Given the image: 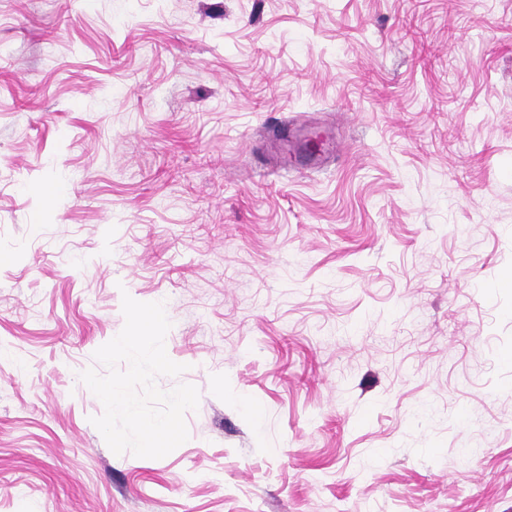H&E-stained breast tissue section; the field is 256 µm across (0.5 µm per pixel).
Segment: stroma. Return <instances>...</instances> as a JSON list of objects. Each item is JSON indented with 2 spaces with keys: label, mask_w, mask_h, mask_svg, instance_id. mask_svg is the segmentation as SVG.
I'll use <instances>...</instances> for the list:
<instances>
[{
  "label": "stroma",
  "mask_w": 512,
  "mask_h": 512,
  "mask_svg": "<svg viewBox=\"0 0 512 512\" xmlns=\"http://www.w3.org/2000/svg\"><path fill=\"white\" fill-rule=\"evenodd\" d=\"M511 273L512 0H0V512H512ZM126 294L158 459L79 379Z\"/></svg>",
  "instance_id": "35a3bbf8"
}]
</instances>
